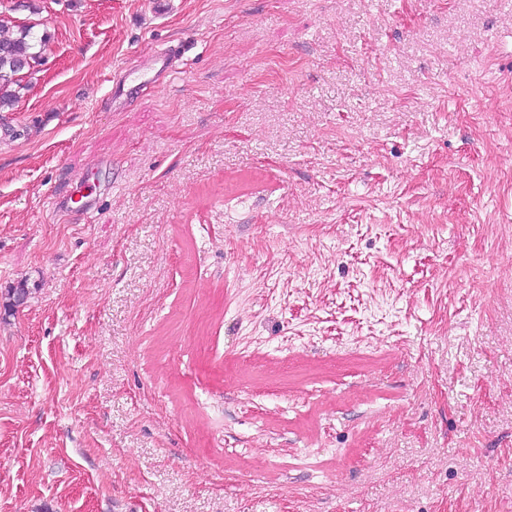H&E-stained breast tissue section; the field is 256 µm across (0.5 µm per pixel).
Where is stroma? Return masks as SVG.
Instances as JSON below:
<instances>
[{"mask_svg":"<svg viewBox=\"0 0 512 512\" xmlns=\"http://www.w3.org/2000/svg\"><path fill=\"white\" fill-rule=\"evenodd\" d=\"M0 14V512H512V0ZM31 29L24 27L15 37L0 35V110L17 102L23 72L42 59L45 38ZM151 69L142 71H127L112 84V98L124 102L132 101L146 85L158 82L161 76H170L173 70V58L170 53H158L153 57ZM31 289L28 286L26 280L17 281L16 284L12 285L11 288H8L4 295H1V307L4 310L5 314H12L19 306L31 298Z\"/></svg>","mask_w":512,"mask_h":512,"instance_id":"35a3bbf8","label":"stroma"}]
</instances>
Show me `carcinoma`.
<instances>
[{"label":"carcinoma","mask_w":512,"mask_h":512,"mask_svg":"<svg viewBox=\"0 0 512 512\" xmlns=\"http://www.w3.org/2000/svg\"><path fill=\"white\" fill-rule=\"evenodd\" d=\"M44 47L45 38L36 36L27 27L15 37L0 35V110L17 102L23 72L41 61ZM30 298L27 281L20 280L0 296V307L4 313L12 314Z\"/></svg>","instance_id":"1"}]
</instances>
